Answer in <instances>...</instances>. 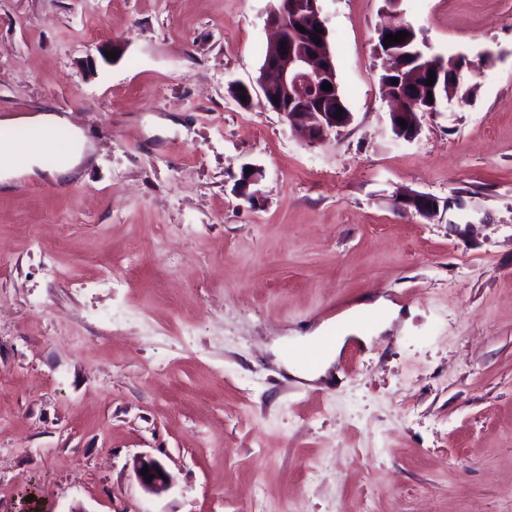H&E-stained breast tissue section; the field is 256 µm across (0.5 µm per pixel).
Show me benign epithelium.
<instances>
[{"label": "benign epithelium", "mask_w": 512, "mask_h": 512, "mask_svg": "<svg viewBox=\"0 0 512 512\" xmlns=\"http://www.w3.org/2000/svg\"><path fill=\"white\" fill-rule=\"evenodd\" d=\"M268 21L275 29V39L269 46L255 84L245 87L248 100L258 99L262 106L280 113L290 126L301 129L308 142L320 143L333 131L350 124L352 113L339 111L336 66L329 49V32L321 16L319 0H277ZM399 24L409 36L398 44H386L385 37L395 34V27ZM301 27L306 32L299 31ZM377 34L381 42L377 53L391 61V67L381 81L389 97L397 103V108L390 113L392 129L397 137L409 141L419 131L418 113L440 111L469 84L472 66L461 54L446 58L426 53L414 35L413 26L404 21L400 11L389 12L387 21L378 26ZM318 38L321 39L319 44L316 43ZM412 66L423 75L435 72L437 83L443 76L450 75L451 85L447 87V93L435 95L430 100L412 83L394 84L389 79V75H401ZM325 82L332 85V90L322 89ZM338 112L342 113L339 118L336 117ZM401 119L407 122V127L399 124ZM399 206L429 221L439 211L438 199L422 193L402 196ZM145 467L153 475L150 482L141 475ZM133 471L140 486L150 494L159 495L171 486V474L152 456L136 457Z\"/></svg>", "instance_id": "1"}]
</instances>
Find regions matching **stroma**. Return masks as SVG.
<instances>
[{
	"label": "stroma",
	"mask_w": 512,
	"mask_h": 512,
	"mask_svg": "<svg viewBox=\"0 0 512 512\" xmlns=\"http://www.w3.org/2000/svg\"><path fill=\"white\" fill-rule=\"evenodd\" d=\"M276 4L0 0V118L51 108L94 148L75 179L0 187V512H512V0H401L478 67L411 141L384 0H320L353 115L320 144L230 93ZM345 317L374 338L330 381L277 361ZM403 210H413L426 220H432L439 211V201L434 196L422 193H409L398 202ZM147 467L148 475L142 476L141 470ZM133 471L140 486L150 494L159 495L169 489L172 482L171 474L165 469L163 464L156 458L149 455H140L134 459ZM149 475H153L151 482L147 481Z\"/></svg>",
	"instance_id": "stroma-1"
}]
</instances>
